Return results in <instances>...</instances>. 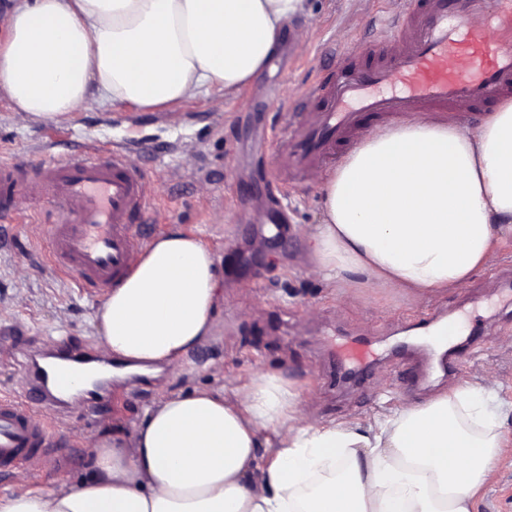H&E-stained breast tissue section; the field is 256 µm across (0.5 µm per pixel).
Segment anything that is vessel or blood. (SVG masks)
I'll use <instances>...</instances> for the list:
<instances>
[{
  "instance_id": "1",
  "label": "vessel or blood",
  "mask_w": 512,
  "mask_h": 512,
  "mask_svg": "<svg viewBox=\"0 0 512 512\" xmlns=\"http://www.w3.org/2000/svg\"><path fill=\"white\" fill-rule=\"evenodd\" d=\"M480 14L485 26L472 28ZM376 62L357 65L344 50L337 63L279 107L288 115L280 133L272 182H299L329 167L369 117L441 108L461 115L480 111L512 92V0H403L395 19H372ZM146 174L128 162V147L108 154L92 146L60 155L51 165L0 161V222L24 205L62 210L63 221L44 227L43 244L54 265L73 274L79 288L98 293L118 285L132 269L149 235L140 226L152 212ZM49 366L40 354L25 358V396L0 390V470L41 471L60 462L49 445L52 413L66 410L64 395L81 390L87 349L60 337ZM334 357L340 376L374 361L373 343L351 339Z\"/></svg>"
}]
</instances>
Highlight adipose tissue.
Returning a JSON list of instances; mask_svg holds the SVG:
<instances>
[{
  "label": "adipose tissue",
  "instance_id": "obj_1",
  "mask_svg": "<svg viewBox=\"0 0 512 512\" xmlns=\"http://www.w3.org/2000/svg\"><path fill=\"white\" fill-rule=\"evenodd\" d=\"M305 0H14L0 40V94L20 118L93 109L177 111L201 92L251 85ZM320 223L304 235L326 280L442 292L490 267L512 235V99L474 126L412 116L362 137L317 175ZM212 252L170 231L99 306L104 354L178 366L210 335ZM492 392L465 384L376 427L309 421L301 394L261 374L232 395L164 396L131 441L104 436L78 484L32 488L0 512H472L501 438ZM268 455H260L261 447Z\"/></svg>",
  "mask_w": 512,
  "mask_h": 512
}]
</instances>
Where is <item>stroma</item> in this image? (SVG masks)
<instances>
[{
  "instance_id": "stroma-1",
  "label": "stroma",
  "mask_w": 512,
  "mask_h": 512,
  "mask_svg": "<svg viewBox=\"0 0 512 512\" xmlns=\"http://www.w3.org/2000/svg\"><path fill=\"white\" fill-rule=\"evenodd\" d=\"M294 19L304 37L303 54L346 48L366 61L372 46L364 31L374 15L396 14V0H307ZM306 80L304 68L280 53L259 78L214 109L211 97L185 101L178 116L127 107L77 113L65 122H20L0 99V157L50 164L93 141L102 151L131 144L130 164L145 169L154 187L156 234L177 228L193 234L215 255L223 298L215 310L212 336L189 351L183 368L161 367L145 383L129 382L112 398L109 413L91 417L83 405L69 406L52 431L55 447L69 455L59 466L29 474L32 485L49 488L59 479L78 482L87 472L91 442L103 432L131 435L147 407L162 393L200 388L223 391L258 374H275L305 394L304 412L315 422L369 423L397 406L420 403L462 383L493 385L512 403V237L497 248L492 266L458 288L419 296L398 288H375L363 275L330 284L311 268L301 228L319 223L323 196L304 181L288 188L290 222L284 239L269 237L272 203L255 171L276 164L277 143L255 142L256 127L280 130L281 112L242 111L249 100L289 98ZM46 214L22 209L0 237V325H15L13 339L0 343V385L17 395L28 388L22 349L51 348L58 337L97 345L94 315L102 295L76 288L54 268L39 238ZM449 320L446 349L464 354L454 370L440 366V353L414 335L416 324ZM366 336L383 351L361 384L333 383L327 339ZM425 363L426 378L404 386L402 371ZM506 449L476 499V512H512V413L497 427Z\"/></svg>"
}]
</instances>
